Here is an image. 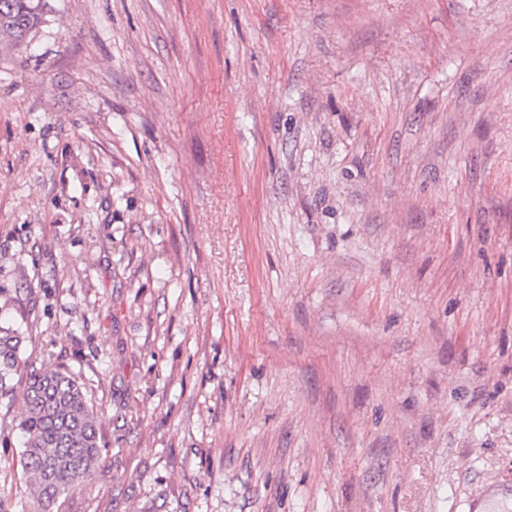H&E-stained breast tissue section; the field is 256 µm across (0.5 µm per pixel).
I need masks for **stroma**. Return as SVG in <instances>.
<instances>
[{"label":"stroma","instance_id":"35a3bbf8","mask_svg":"<svg viewBox=\"0 0 512 512\" xmlns=\"http://www.w3.org/2000/svg\"><path fill=\"white\" fill-rule=\"evenodd\" d=\"M0 291L105 444L53 512H473L512 480V0H48L0 49Z\"/></svg>","mask_w":512,"mask_h":512}]
</instances>
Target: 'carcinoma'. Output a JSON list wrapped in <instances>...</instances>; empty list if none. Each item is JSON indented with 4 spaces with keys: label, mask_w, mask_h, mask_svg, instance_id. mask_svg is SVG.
<instances>
[{
    "label": "carcinoma",
    "mask_w": 512,
    "mask_h": 512,
    "mask_svg": "<svg viewBox=\"0 0 512 512\" xmlns=\"http://www.w3.org/2000/svg\"><path fill=\"white\" fill-rule=\"evenodd\" d=\"M46 6L47 0H0V41L23 43L43 22ZM23 340L18 330L0 328V398L14 396ZM17 427L29 495L41 512H51L101 460L103 445L85 387L59 366L32 368Z\"/></svg>",
    "instance_id": "carcinoma-1"
}]
</instances>
